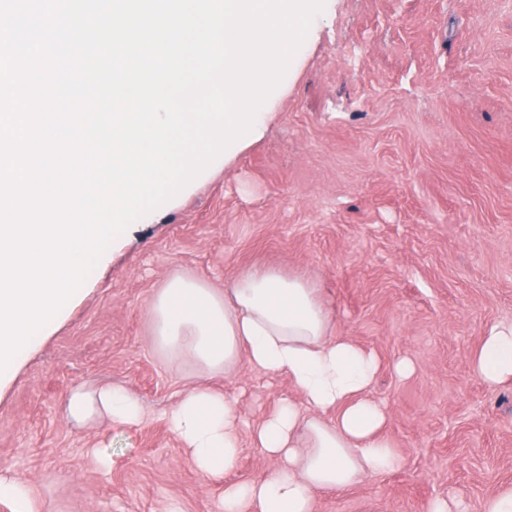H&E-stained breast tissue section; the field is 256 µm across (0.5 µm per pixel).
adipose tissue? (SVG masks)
Returning a JSON list of instances; mask_svg holds the SVG:
<instances>
[{
    "label": "adipose tissue",
    "mask_w": 512,
    "mask_h": 512,
    "mask_svg": "<svg viewBox=\"0 0 512 512\" xmlns=\"http://www.w3.org/2000/svg\"><path fill=\"white\" fill-rule=\"evenodd\" d=\"M152 316L164 346L228 374L246 356L255 370L287 375L303 398L257 429V444L278 464L260 479L225 486L224 512H313L317 492L340 491L397 466L381 434L385 410L370 397L377 358L349 337H332L329 312L302 280L253 271L219 292L176 277L155 295ZM472 368L491 385L512 381V323L488 329ZM330 408L333 423L315 419V412ZM67 410L79 421L104 413L119 425L143 417L137 399L113 386L73 391ZM168 422L200 474L219 478L236 468L242 444L227 395L199 386L172 408Z\"/></svg>",
    "instance_id": "ef3b65f1"
}]
</instances>
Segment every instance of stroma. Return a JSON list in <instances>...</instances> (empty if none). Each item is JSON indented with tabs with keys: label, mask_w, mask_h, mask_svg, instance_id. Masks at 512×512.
Wrapping results in <instances>:
<instances>
[{
	"label": "stroma",
	"mask_w": 512,
	"mask_h": 512,
	"mask_svg": "<svg viewBox=\"0 0 512 512\" xmlns=\"http://www.w3.org/2000/svg\"><path fill=\"white\" fill-rule=\"evenodd\" d=\"M254 135L116 238L65 317L0 378V474L34 512H224L167 422L192 388L236 399L249 482L274 466L255 428L287 376H235L158 344L174 275L224 289L258 269L317 288L334 333L380 362L371 395L398 469L317 493L316 512H460L512 487V382L470 359L512 321V0H325ZM407 372H399L401 362ZM112 384L140 424L78 423L75 389ZM109 459L90 463L89 449Z\"/></svg>",
	"instance_id": "1"
}]
</instances>
